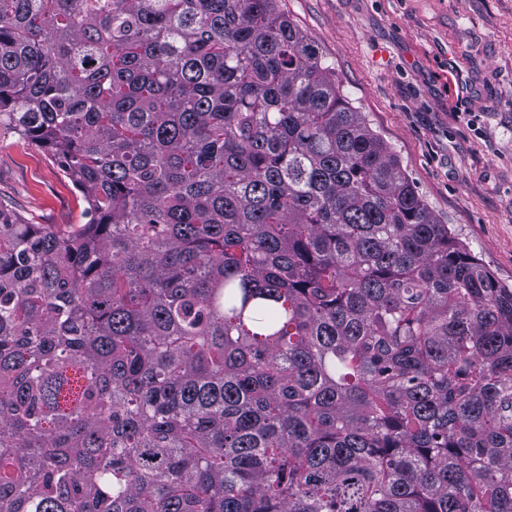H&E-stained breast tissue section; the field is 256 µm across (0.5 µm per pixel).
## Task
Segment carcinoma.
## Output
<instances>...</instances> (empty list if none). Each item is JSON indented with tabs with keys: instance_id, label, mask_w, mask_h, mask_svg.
<instances>
[{
	"instance_id": "1",
	"label": "carcinoma",
	"mask_w": 512,
	"mask_h": 512,
	"mask_svg": "<svg viewBox=\"0 0 512 512\" xmlns=\"http://www.w3.org/2000/svg\"><path fill=\"white\" fill-rule=\"evenodd\" d=\"M0 512H512V288L276 0H0ZM0 203L29 224H86L88 207L82 194L41 148L0 128Z\"/></svg>"
}]
</instances>
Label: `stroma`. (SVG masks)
I'll list each match as a JSON object with an SVG mask.
<instances>
[{
	"mask_svg": "<svg viewBox=\"0 0 512 512\" xmlns=\"http://www.w3.org/2000/svg\"><path fill=\"white\" fill-rule=\"evenodd\" d=\"M442 223L512 287V0H277ZM0 203L88 221L41 148L0 128Z\"/></svg>",
	"mask_w": 512,
	"mask_h": 512,
	"instance_id": "35a3bbf8",
	"label": "stroma"
}]
</instances>
